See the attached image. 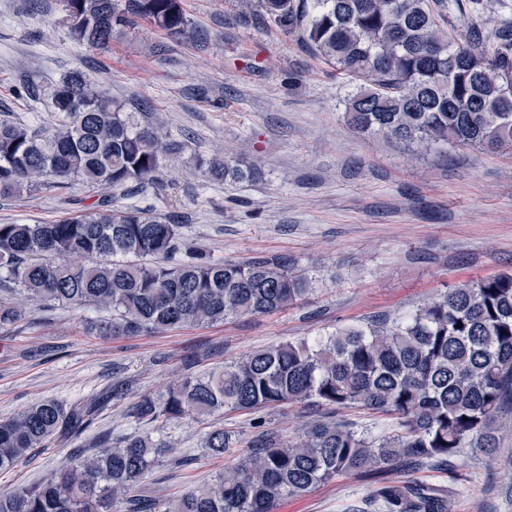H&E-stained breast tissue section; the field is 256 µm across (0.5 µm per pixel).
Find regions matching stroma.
<instances>
[{
  "mask_svg": "<svg viewBox=\"0 0 512 512\" xmlns=\"http://www.w3.org/2000/svg\"><path fill=\"white\" fill-rule=\"evenodd\" d=\"M443 29L492 41L512 24V0H442ZM188 28L176 37L135 20L95 50L63 24V0H0V119L29 126L56 121L48 93L82 70L110 94L141 104L182 144L145 192L112 191L120 208H150L178 219L184 238L215 261L279 256L305 272L313 291L286 308L215 324L140 336H98L89 323L109 311L31 308L0 328V419L43 399L69 403L120 383L77 437L58 439L0 471V493L37 485L71 451L102 435H146L191 456L168 459L138 487L160 502L214 478L202 436L221 425L238 452L264 433L288 437L330 414L381 434L392 420L364 410L293 404L254 412L145 424L126 415L141 396L165 393L186 368L206 370L254 350L315 339L377 316L402 317L446 288L512 273V149L417 145L353 132L344 118L353 84L308 50L297 33L242 17L239 0H183ZM226 155L257 165L253 181H213L199 160ZM100 189L73 182L56 192L0 198V223L54 222L91 207ZM453 472L405 462L352 473L280 502L276 512H379V488L418 480L454 484L453 512H512V436L497 454L463 449Z\"/></svg>",
  "mask_w": 512,
  "mask_h": 512,
  "instance_id": "stroma-1",
  "label": "stroma"
}]
</instances>
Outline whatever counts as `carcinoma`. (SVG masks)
I'll use <instances>...</instances> for the list:
<instances>
[{"label":"carcinoma","mask_w":512,"mask_h":512,"mask_svg":"<svg viewBox=\"0 0 512 512\" xmlns=\"http://www.w3.org/2000/svg\"><path fill=\"white\" fill-rule=\"evenodd\" d=\"M255 0L253 15L301 41L355 82L347 123L359 133L426 150L461 145L495 151L512 146V30L492 45L459 40L441 29L435 0ZM71 36L103 47L131 19L178 35L188 27L181 0H64ZM57 124L0 120V198L24 191L58 192L75 180L93 187L141 185L162 160L181 151L163 127L140 123L123 104L80 71L63 75L51 93ZM212 180H252L257 171L214 159ZM181 224L148 209H122L102 196L56 222L0 223V328L33 305L93 306L112 319L92 325L102 336L138 335L177 326L221 323L269 313L301 300L308 276L277 258L213 261L184 246ZM184 250L185 259L167 263ZM112 388L86 401H40L0 420V470L28 459L57 437L81 434ZM512 399V273L449 288L412 313L323 338L257 349L209 371L191 372L161 396L127 409L138 423L207 417L224 408L311 402L364 408L392 416L376 435L344 422L318 420L281 439L269 434L204 485L168 501L165 512H275L283 499L403 456L444 463L462 448L492 452ZM212 456L230 452L222 428L202 439ZM163 442L129 435L103 440L92 454L43 483L0 494V512H156L134 494L159 458ZM452 489L416 481L378 490L385 512H452Z\"/></svg>","instance_id":"1"}]
</instances>
